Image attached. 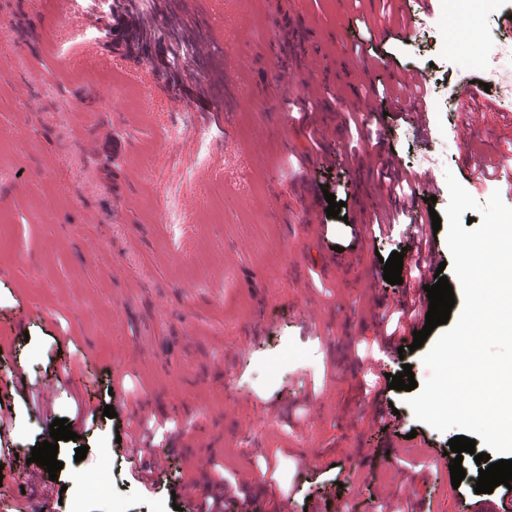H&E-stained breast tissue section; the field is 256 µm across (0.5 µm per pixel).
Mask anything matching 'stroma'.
Instances as JSON below:
<instances>
[{
	"mask_svg": "<svg viewBox=\"0 0 512 512\" xmlns=\"http://www.w3.org/2000/svg\"><path fill=\"white\" fill-rule=\"evenodd\" d=\"M58 0H0V389L8 412L0 422V512H174L187 502L182 484L208 485L193 475L185 445L223 435L212 449L227 477L255 473L262 493L253 512L289 497L293 512H464L500 504V491L475 493V478L452 486L429 461L446 463L454 431L418 422L408 391L380 394L363 366L378 348L375 318L398 299L382 277L383 258L401 251L419 213L443 212L453 173L479 202L492 193L512 206V187L486 179L488 157H512V110L484 91L479 67L486 34L512 30L495 0L488 13L469 7L449 15L446 0L422 11L411 0H143L151 55L110 33L73 44L85 60L64 68L55 45L65 30ZM195 27L187 57L169 48L173 15ZM365 17L367 27L357 26ZM483 39L459 51L453 40L468 27ZM322 53L311 77L303 65L285 74L288 59L274 46L297 34ZM236 46L229 86H209L206 69L224 43ZM428 77V133L396 116L395 102L366 96L369 85H395V70ZM55 72L44 87L39 72ZM473 83L464 97L462 83ZM210 109L205 148L164 142L186 125L200 99ZM365 101L395 165L435 175L437 201L406 204L398 224L380 239L352 237L342 218L326 216L307 237L292 214L297 190L311 183L318 211L324 192L357 207L388 204L379 181L360 176L368 148L359 143L345 98ZM335 107L346 150L330 159L309 139L310 113ZM480 121H473V114ZM100 148L89 154L87 137ZM216 177L206 187L198 170ZM200 196L188 227L174 231L161 218L170 196ZM365 251L369 271L328 273L332 247ZM311 303L316 323L301 310ZM264 324L235 360L225 382L224 348L248 329L255 311ZM249 330V329H248ZM193 334L197 348L184 338ZM22 375L26 391L13 390ZM57 382L52 406L34 391ZM317 400L320 411L309 402ZM398 411L394 429L365 430L363 401ZM224 405L222 419L210 406ZM116 415L103 416L105 406ZM284 407L277 422L260 409ZM98 416L78 426V440L59 444L63 467H16L15 457L49 439L54 419L76 424L86 408ZM169 421L157 446L166 471L145 479L123 440L137 418ZM254 419L249 439L221 434L237 418ZM86 445L76 460L77 445ZM312 458L310 466L300 456ZM105 488L88 490L95 471Z\"/></svg>",
	"mask_w": 512,
	"mask_h": 512,
	"instance_id": "obj_1",
	"label": "stroma"
}]
</instances>
